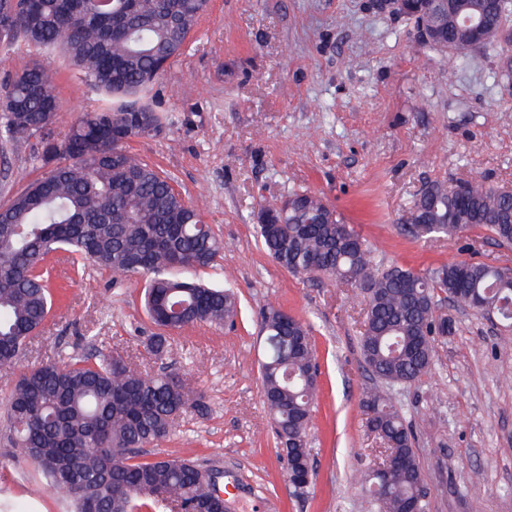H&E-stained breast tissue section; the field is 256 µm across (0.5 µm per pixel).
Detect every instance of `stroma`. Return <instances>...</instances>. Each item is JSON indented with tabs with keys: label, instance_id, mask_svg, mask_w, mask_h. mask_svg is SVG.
<instances>
[{
	"label": "stroma",
	"instance_id": "35a3bbf8",
	"mask_svg": "<svg viewBox=\"0 0 512 512\" xmlns=\"http://www.w3.org/2000/svg\"><path fill=\"white\" fill-rule=\"evenodd\" d=\"M500 47L457 60L418 46L406 17L368 10L365 0H210L182 53L146 99L163 127L128 149L162 169L226 244L223 268L198 279L231 290L233 322L172 331L169 370L201 405L182 412L145 459H191L235 483L230 512H366L363 472L380 442L361 402L378 387L364 368L365 298L324 277L300 278L263 250L257 224L267 201L292 189L319 194L373 244L384 266L420 272L457 262L512 269V245L484 229L453 239L402 230L428 182L485 177L512 189V81L501 79ZM57 72L56 133L100 105L103 93L60 55L19 44L0 57V81L36 58ZM0 207L44 172L30 146H8ZM53 308L17 359L14 374L96 349L131 357L153 373L146 344L156 328L141 304L142 278L113 277L67 253ZM276 306L311 328L318 398L307 440L315 474L294 491L262 404L261 308ZM431 371L391 395L416 437L430 512H512V327L458 308ZM0 512H73L48 493L31 461L0 438Z\"/></svg>",
	"mask_w": 512,
	"mask_h": 512
}]
</instances>
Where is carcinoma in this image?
Returning <instances> with one entry per match:
<instances>
[{
    "mask_svg": "<svg viewBox=\"0 0 512 512\" xmlns=\"http://www.w3.org/2000/svg\"><path fill=\"white\" fill-rule=\"evenodd\" d=\"M208 0H32L17 11L0 0V50L22 42L59 52L93 78L110 106L84 113L58 138L53 128L57 73L35 61L0 88V145L30 142L47 167L0 207V371L16 359L52 309L47 257L74 261L118 276L141 275L144 307L163 330L234 319L229 291L186 276L224 258V241L202 220L169 177L127 149L149 136L161 117L142 93L180 55ZM508 7L499 0H456L442 45L457 58L475 50L465 19L481 24V47L511 42ZM263 210V248L294 275L323 276L366 294L360 350L365 369L387 386L410 384L433 363L434 341L448 334L436 315V296L475 313L492 307L512 325V270L461 262L419 272L373 262L371 244L321 196L293 189ZM413 238L455 237L485 228L512 244V193L485 179L450 190L431 182L410 208ZM266 356L260 364L262 403L286 462L288 484L306 488L314 468L307 430L317 397V363L309 326L281 308L260 313ZM157 360L170 353L167 337L150 339ZM363 405L381 441V461L363 478L367 512H429L415 438L392 397L369 392ZM199 406L174 374L144 373L116 353H86L48 361L15 381L8 403L7 440L33 461L52 490L75 512H224L222 475L189 459L143 461V448L172 432L176 417Z\"/></svg>",
    "mask_w": 512,
    "mask_h": 512,
    "instance_id": "1",
    "label": "carcinoma"
}]
</instances>
